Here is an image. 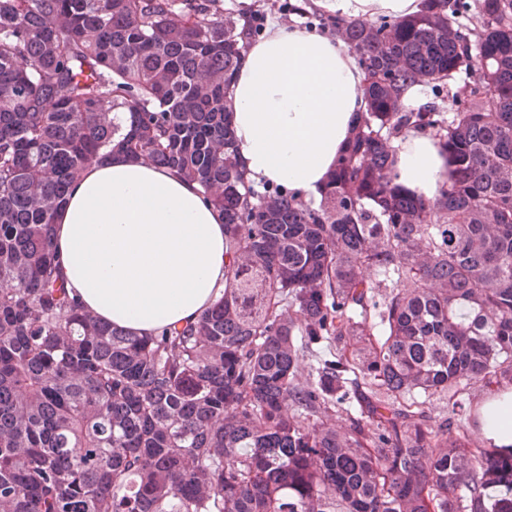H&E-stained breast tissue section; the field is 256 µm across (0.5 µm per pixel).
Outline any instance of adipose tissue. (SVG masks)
Returning a JSON list of instances; mask_svg holds the SVG:
<instances>
[{
    "instance_id": "obj_1",
    "label": "adipose tissue",
    "mask_w": 512,
    "mask_h": 512,
    "mask_svg": "<svg viewBox=\"0 0 512 512\" xmlns=\"http://www.w3.org/2000/svg\"><path fill=\"white\" fill-rule=\"evenodd\" d=\"M345 20H399L422 0H316ZM364 74L333 37L273 23L244 50L226 108L248 177L306 198L333 173L364 107ZM397 182L427 200L448 180L437 138L408 130L396 144ZM53 246L68 288L100 320L136 336L197 319L224 292V219L199 186L116 154L66 189ZM479 413L486 437L512 446V391Z\"/></svg>"
}]
</instances>
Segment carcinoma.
I'll list each match as a JSON object with an SVG mask.
<instances>
[{
	"instance_id": "carcinoma-1",
	"label": "carcinoma",
	"mask_w": 512,
	"mask_h": 512,
	"mask_svg": "<svg viewBox=\"0 0 512 512\" xmlns=\"http://www.w3.org/2000/svg\"><path fill=\"white\" fill-rule=\"evenodd\" d=\"M331 29L365 109L313 206L257 189L235 150L225 99L256 17L0 0V512H512V453L424 408L512 385V0ZM462 72L452 116L403 111ZM411 129L448 150L434 201L395 182ZM114 153L224 215L223 295L155 336L84 311L53 251L66 187Z\"/></svg>"
}]
</instances>
